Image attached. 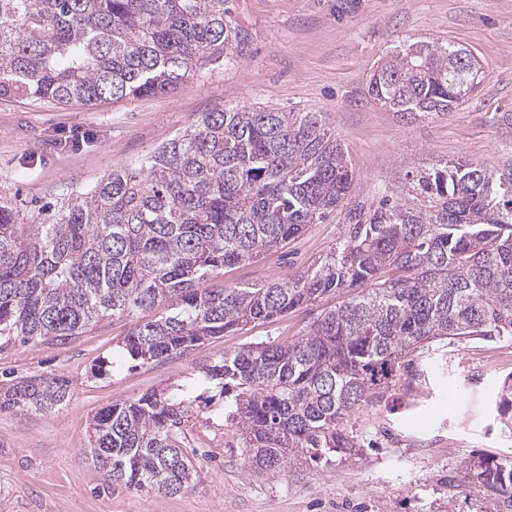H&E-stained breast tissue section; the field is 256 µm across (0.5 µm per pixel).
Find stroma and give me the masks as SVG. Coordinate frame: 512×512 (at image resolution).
Returning <instances> with one entry per match:
<instances>
[{
    "label": "stroma",
    "mask_w": 512,
    "mask_h": 512,
    "mask_svg": "<svg viewBox=\"0 0 512 512\" xmlns=\"http://www.w3.org/2000/svg\"><path fill=\"white\" fill-rule=\"evenodd\" d=\"M233 21L252 39L237 62L197 70L164 95L69 106L18 93L0 96V197L37 210L135 165L201 113L228 105L327 112L347 155L356 199L404 197L407 174L445 159L512 161V0H232ZM410 39L467 49L481 83L456 110L404 120L367 95L373 70ZM341 227L313 225L256 263L228 267L213 288L289 279L335 243ZM323 298L273 323L251 324L180 357L128 369L122 344L147 309L86 329L61 348H0V385L29 376L70 379L66 405L46 415H0V512H486L462 459L512 455V411L499 414L512 379V339L464 340L448 348L421 396L388 394L352 423L359 446L348 460H299L255 473L224 401L201 371L224 351L302 335ZM193 398L187 450L193 490L136 493L105 482L87 453L101 407L150 391Z\"/></svg>",
    "instance_id": "1"
}]
</instances>
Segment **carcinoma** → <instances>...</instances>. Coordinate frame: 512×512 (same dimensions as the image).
<instances>
[{"instance_id":"obj_1","label":"carcinoma","mask_w":512,"mask_h":512,"mask_svg":"<svg viewBox=\"0 0 512 512\" xmlns=\"http://www.w3.org/2000/svg\"><path fill=\"white\" fill-rule=\"evenodd\" d=\"M228 0H0V93L61 105L159 95L244 58ZM465 49L418 40L387 52L368 94L404 117L458 108L479 84ZM328 113L231 105L204 112L138 165L32 213L0 201V341L64 347L90 325L161 307L126 336L143 364L274 322L342 294L286 343L226 350L201 383L257 471L358 447L351 417L413 392L435 343L512 337V163L462 157L412 173V202L355 199ZM342 219L336 242L288 281L213 290L216 272ZM63 376L0 386V413L48 414ZM188 402L155 391L93 417L89 454L105 481L164 496L198 471L183 448ZM489 512H512V456L466 458Z\"/></svg>"}]
</instances>
